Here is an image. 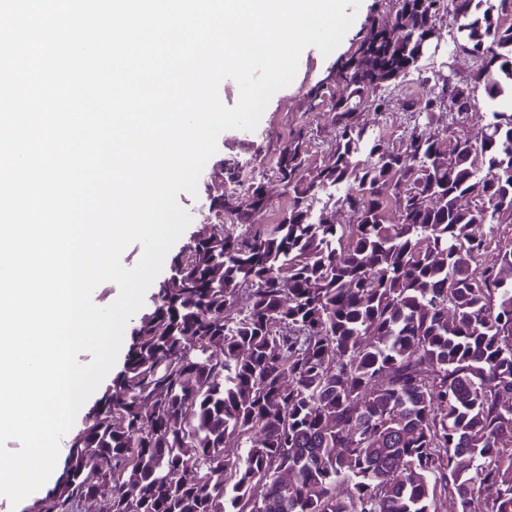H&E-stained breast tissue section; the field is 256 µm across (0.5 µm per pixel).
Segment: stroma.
<instances>
[{"instance_id": "stroma-1", "label": "stroma", "mask_w": 512, "mask_h": 512, "mask_svg": "<svg viewBox=\"0 0 512 512\" xmlns=\"http://www.w3.org/2000/svg\"><path fill=\"white\" fill-rule=\"evenodd\" d=\"M388 10L389 0H361L353 24L331 54H322L312 46L302 51L294 80L272 96L254 130H227L220 134L217 151L199 178L197 193L182 192L178 195L179 204L192 218L178 239V246H185L200 230L212 196L240 193L253 182L264 183L269 196L268 207L254 215V223H279L287 204L283 187L276 179V163L281 149L293 133L301 131L310 140L314 160L319 161L329 153L334 139L329 102H322L314 111H304L302 103L307 92L322 82L332 67L348 58L368 18ZM438 29L439 50L420 61L418 70L406 77L402 91L423 93V77L438 71L445 73L453 69L462 77L469 74L472 68L470 57L453 49L452 19H444Z\"/></svg>"}]
</instances>
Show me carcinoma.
I'll use <instances>...</instances> for the list:
<instances>
[{
	"label": "carcinoma",
	"mask_w": 512,
	"mask_h": 512,
	"mask_svg": "<svg viewBox=\"0 0 512 512\" xmlns=\"http://www.w3.org/2000/svg\"><path fill=\"white\" fill-rule=\"evenodd\" d=\"M448 16L491 64L488 97L512 92V0H398L372 21L329 74L345 94L328 164L288 140L277 224L251 223L260 182L213 196L231 227L172 258L33 512H95L103 487L111 512H512V247H492L512 224V112L477 143L443 125L475 108L471 78L386 91ZM371 110L423 122L398 148L368 133Z\"/></svg>",
	"instance_id": "cac0c4a2"
}]
</instances>
